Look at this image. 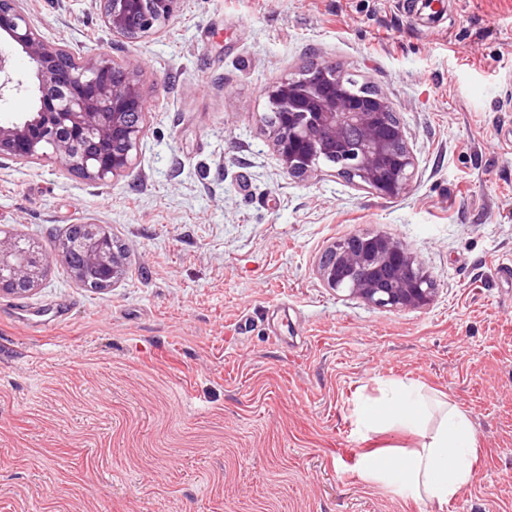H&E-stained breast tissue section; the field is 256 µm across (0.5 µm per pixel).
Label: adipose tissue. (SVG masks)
Returning a JSON list of instances; mask_svg holds the SVG:
<instances>
[{
	"label": "adipose tissue",
	"instance_id": "ef3b65f1",
	"mask_svg": "<svg viewBox=\"0 0 512 512\" xmlns=\"http://www.w3.org/2000/svg\"><path fill=\"white\" fill-rule=\"evenodd\" d=\"M354 418L362 436L397 428L420 439L418 448L404 454L364 455L359 466L365 479L441 508L472 482L476 436L468 416L416 382H384L379 396L358 401Z\"/></svg>",
	"mask_w": 512,
	"mask_h": 512
}]
</instances>
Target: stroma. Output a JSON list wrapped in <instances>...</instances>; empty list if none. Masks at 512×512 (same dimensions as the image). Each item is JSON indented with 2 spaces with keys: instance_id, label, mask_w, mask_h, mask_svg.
<instances>
[{
  "instance_id": "obj_1",
  "label": "stroma",
  "mask_w": 512,
  "mask_h": 512,
  "mask_svg": "<svg viewBox=\"0 0 512 512\" xmlns=\"http://www.w3.org/2000/svg\"><path fill=\"white\" fill-rule=\"evenodd\" d=\"M181 0L162 31L112 37L98 0H18L48 44L111 54L150 101L131 167L104 182L0 165V227L54 251L106 225L115 287L54 259L0 294V512H512V0ZM330 61L384 92L417 158L383 198L331 166L288 177L265 89ZM394 238L436 286L422 310L328 288L351 233ZM466 412L474 478L446 510L365 480L380 382Z\"/></svg>"
}]
</instances>
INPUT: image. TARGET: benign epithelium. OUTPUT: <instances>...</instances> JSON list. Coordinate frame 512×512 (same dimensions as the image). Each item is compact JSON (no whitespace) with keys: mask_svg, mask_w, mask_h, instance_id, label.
<instances>
[{"mask_svg":"<svg viewBox=\"0 0 512 512\" xmlns=\"http://www.w3.org/2000/svg\"><path fill=\"white\" fill-rule=\"evenodd\" d=\"M101 23L131 42L158 30L181 0H99ZM0 31L31 65L18 75L0 51V98L21 93L31 109L0 123V160L57 161L64 170L102 182L126 171L142 133L147 100L135 70L100 52L72 61L61 45L45 43L17 0H0ZM266 126L282 170L291 178L321 172L326 160L337 173L381 197L406 193L417 167L406 127L386 94L334 63H311L266 90ZM55 253L80 285L114 287L126 275V256L103 224H85L78 238L63 239ZM53 255L0 228V294L34 290ZM318 274L330 288L386 310H418L433 300L434 281L413 252L377 235L351 234L322 255Z\"/></svg>","mask_w":512,"mask_h":512,"instance_id":"obj_1","label":"benign epithelium"}]
</instances>
